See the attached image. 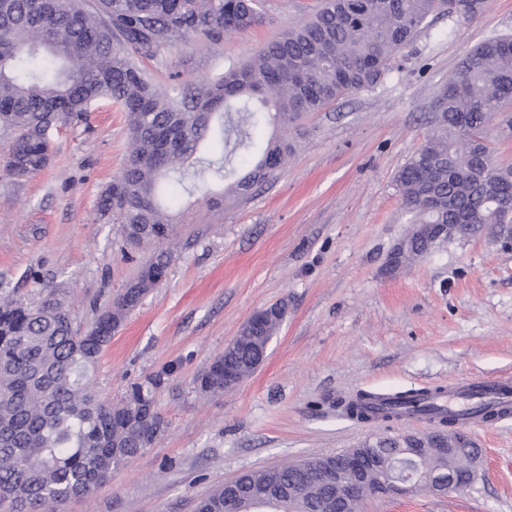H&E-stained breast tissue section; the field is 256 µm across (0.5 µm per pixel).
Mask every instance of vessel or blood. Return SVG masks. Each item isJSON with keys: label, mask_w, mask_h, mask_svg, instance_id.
<instances>
[{"label": "vessel or blood", "mask_w": 512, "mask_h": 512, "mask_svg": "<svg viewBox=\"0 0 512 512\" xmlns=\"http://www.w3.org/2000/svg\"><path fill=\"white\" fill-rule=\"evenodd\" d=\"M436 403L448 414L456 416L459 425L470 426L485 423L480 405L494 408L498 419L512 418V376L473 375L445 385Z\"/></svg>", "instance_id": "b4317fda"}]
</instances>
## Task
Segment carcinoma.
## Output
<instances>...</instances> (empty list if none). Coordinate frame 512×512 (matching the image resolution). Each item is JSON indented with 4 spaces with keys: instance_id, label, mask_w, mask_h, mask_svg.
<instances>
[{
    "instance_id": "1",
    "label": "carcinoma",
    "mask_w": 512,
    "mask_h": 512,
    "mask_svg": "<svg viewBox=\"0 0 512 512\" xmlns=\"http://www.w3.org/2000/svg\"><path fill=\"white\" fill-rule=\"evenodd\" d=\"M485 0H323L304 23L266 42L241 62L193 88L157 86L141 68L170 42L210 44L255 25L260 0H0V137L15 176L44 169L62 127L83 121L102 101L128 114L130 151L101 193L100 218L121 225L129 249L159 245L173 232L164 185L199 190L228 206L272 179L293 152L288 130L311 112L373 87L416 39L427 19L465 24ZM433 130L398 170L395 185L412 230L392 264L429 254L440 243L485 225L512 238V167L497 164L482 133L495 117L512 130V35L481 41L458 73L436 92ZM272 132L250 169L226 170L230 155L252 146L260 123ZM171 254L153 252L136 277L81 332L65 301L0 297V507L7 512H60L113 472L153 447L163 421L149 377L118 401L104 398L96 370L104 348L145 295L166 277ZM198 376L205 394L225 390L224 369L239 381L254 372V351L279 330L287 310H261ZM432 397L408 390L386 397L361 391L336 403L350 419L387 423L404 407ZM424 437L379 434L353 452L422 449L423 481L471 485L479 449L457 459L440 451L456 419L432 412ZM342 453L246 471L237 482L256 492H281L278 512H335L325 469ZM226 488L201 498L196 512H225Z\"/></svg>"
}]
</instances>
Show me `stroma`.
Returning a JSON list of instances; mask_svg holds the SVG:
<instances>
[{
    "label": "stroma",
    "mask_w": 512,
    "mask_h": 512,
    "mask_svg": "<svg viewBox=\"0 0 512 512\" xmlns=\"http://www.w3.org/2000/svg\"><path fill=\"white\" fill-rule=\"evenodd\" d=\"M320 0H262L259 22L216 46L176 43L143 68L162 85H196L294 26ZM512 34V0H487L459 28L431 19L373 88L309 114L286 167L247 199L172 204L174 259L98 364L106 398L159 376L164 429L154 446L61 512H195L242 472L356 447L369 436L424 434L420 420L365 425L336 402L469 374L512 373V246L496 227L441 243L400 268L408 228L393 182L432 128L437 89L487 37ZM0 140V293L64 299L90 325L146 259H126L97 199L128 156V118L102 104L60 131L46 168L17 177ZM286 302L264 362L240 386L206 396L198 375L258 309ZM482 450L475 482L438 496L367 498L364 512H512V419L468 427Z\"/></svg>",
    "instance_id": "obj_1"
}]
</instances>
